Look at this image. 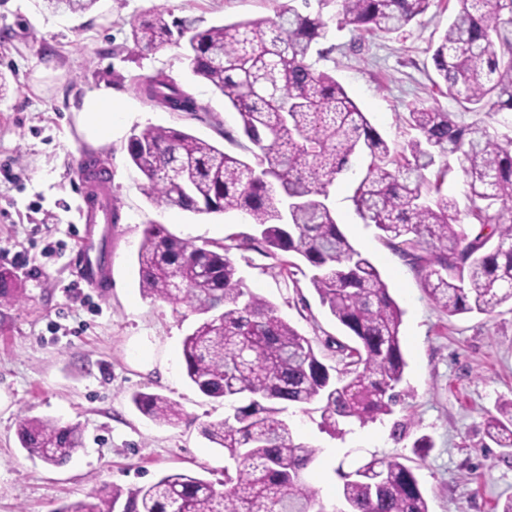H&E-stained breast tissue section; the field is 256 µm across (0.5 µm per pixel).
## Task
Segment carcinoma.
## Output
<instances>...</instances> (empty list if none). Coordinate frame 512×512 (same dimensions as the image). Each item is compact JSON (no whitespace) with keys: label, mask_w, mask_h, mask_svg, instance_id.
<instances>
[{"label":"carcinoma","mask_w":512,"mask_h":512,"mask_svg":"<svg viewBox=\"0 0 512 512\" xmlns=\"http://www.w3.org/2000/svg\"><path fill=\"white\" fill-rule=\"evenodd\" d=\"M82 13L96 0H49ZM290 6L274 20H241L202 28L191 18L156 11L131 24L133 50L149 53L184 44L192 73L219 91L239 114L245 150L232 155L183 130L152 127L129 137L127 152L157 206L190 213L246 215L267 254H294L315 270L311 285L322 306L355 341L341 345L345 370L335 377L310 341L245 287L224 253L193 245L149 224L137 253L142 292L182 304L201 316L183 341L186 375L206 397L235 402L233 414L202 425L201 435L233 462L224 483L187 473L165 474L135 488L104 485L61 512H325L303 481L318 449L294 438L284 413L321 403V429L373 423L393 414L406 361L400 344L403 310L377 267L341 231L327 204L328 188L351 159L370 157L351 200L362 220L421 277L445 313H489L512 303V138L491 124L512 111V0H460L431 59L446 94L466 112L430 107L409 113L416 136L392 149L342 84L317 68L329 53L323 9ZM430 0H339L338 25L355 32L398 33ZM496 37H491V34ZM151 102L197 115L194 98L158 72L145 78ZM455 157L470 205L458 209L442 193L448 173L425 171ZM130 400L150 420L177 425L182 406L159 393ZM485 434L512 458V399L485 419ZM20 447L30 457L63 465L80 449L78 427L49 418L19 419ZM338 512H429L413 470L397 459L371 457L346 471Z\"/></svg>","instance_id":"carcinoma-1"}]
</instances>
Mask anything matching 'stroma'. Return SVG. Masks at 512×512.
Listing matches in <instances>:
<instances>
[{"label":"stroma","mask_w":512,"mask_h":512,"mask_svg":"<svg viewBox=\"0 0 512 512\" xmlns=\"http://www.w3.org/2000/svg\"><path fill=\"white\" fill-rule=\"evenodd\" d=\"M302 0H96L73 14L48 0H0V270L12 271L19 302L0 299V388L12 397L0 411V512H58L85 499L92 487L148 485L185 472L220 482L227 459L201 435L202 424L224 418L223 402L199 393L186 377L182 343L199 317L186 307L143 295L136 255L147 224L212 250L229 247L239 276L270 301L278 315L306 336L333 372L343 363L337 343L348 342L315 294L311 267L281 273L263 247L239 248L253 227L236 213L192 214L159 207L127 154L131 134L177 128L229 153L224 139L237 130L234 109L194 77L182 48L131 53L133 20L156 10L192 17L203 26L276 18ZM459 0H431L404 31L357 34L338 29L335 6L323 16L328 34L320 69L334 74L391 147L413 135L406 119L415 108L457 111L438 90L431 48L459 10ZM164 72L200 107L199 117L151 103L145 77ZM128 104L117 113L111 142L82 140L76 110L100 86ZM359 160L329 189L328 202L350 242L380 271L404 311L400 338L407 361L405 400L394 414L331 437L313 406L288 408L295 438L318 448L305 479L327 512L340 503L338 466L371 455L412 468L430 512H499L512 498V458L484 435V421L512 398V306L489 314L448 316L424 292L419 277L384 246L350 200L366 169ZM112 172L116 224L94 227L104 247L111 285L78 282L76 234L84 194L81 171ZM24 254L26 267L14 266ZM163 394L184 409L179 425H159L131 403L134 391ZM79 425L82 448L52 467L21 449L20 414ZM429 436L432 446L413 444Z\"/></svg>","instance_id":"stroma-1"}]
</instances>
